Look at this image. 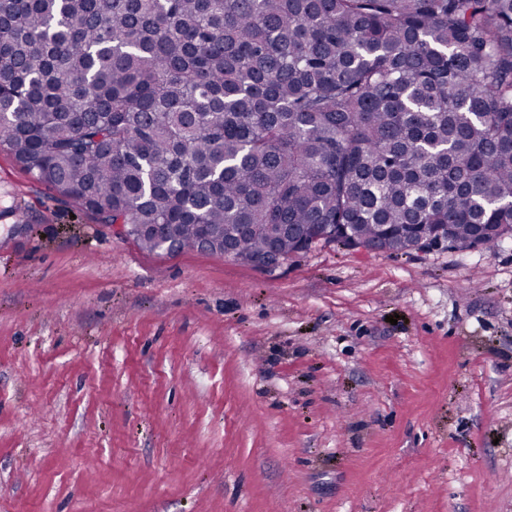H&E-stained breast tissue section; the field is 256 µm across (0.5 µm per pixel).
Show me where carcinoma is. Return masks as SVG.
<instances>
[{
	"label": "carcinoma",
	"instance_id": "carcinoma-1",
	"mask_svg": "<svg viewBox=\"0 0 512 512\" xmlns=\"http://www.w3.org/2000/svg\"><path fill=\"white\" fill-rule=\"evenodd\" d=\"M243 262L512 236V0H0V150Z\"/></svg>",
	"mask_w": 512,
	"mask_h": 512
}]
</instances>
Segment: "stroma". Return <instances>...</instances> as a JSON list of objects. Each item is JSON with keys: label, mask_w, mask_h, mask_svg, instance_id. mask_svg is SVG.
<instances>
[{"label": "stroma", "mask_w": 512, "mask_h": 512, "mask_svg": "<svg viewBox=\"0 0 512 512\" xmlns=\"http://www.w3.org/2000/svg\"><path fill=\"white\" fill-rule=\"evenodd\" d=\"M0 512H512V241L151 253L0 151Z\"/></svg>", "instance_id": "stroma-1"}]
</instances>
